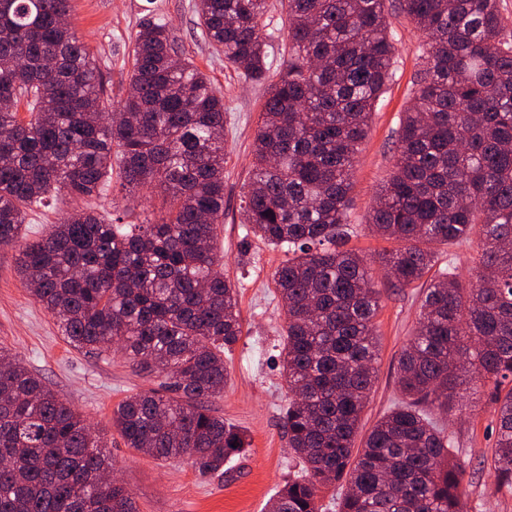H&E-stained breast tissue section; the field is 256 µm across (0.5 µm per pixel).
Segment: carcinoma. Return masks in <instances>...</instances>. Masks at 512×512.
<instances>
[{"instance_id": "obj_1", "label": "carcinoma", "mask_w": 512, "mask_h": 512, "mask_svg": "<svg viewBox=\"0 0 512 512\" xmlns=\"http://www.w3.org/2000/svg\"><path fill=\"white\" fill-rule=\"evenodd\" d=\"M72 0H0V247L75 348L118 346L161 388L112 408L124 444L157 460L188 459L202 475L247 448L241 428L208 403L224 394V354L241 333L237 291L218 270L224 223V96L180 57L163 20L141 23L117 110L97 60L68 23ZM288 60L270 78L266 0H197L209 44L266 86L243 213L282 251L274 272L286 316L288 448L303 465L269 512H473L466 469L446 429L474 380L492 384L491 466L512 488V37L499 0H398L425 38L414 104L400 119L394 171L369 221L394 243L378 254L409 288L436 246L479 230L476 277L453 266L425 286L418 330L400 353L401 398L354 440L373 390L381 308L367 261L345 248L353 170L392 78L387 0H286ZM28 116L20 115L19 106ZM118 161L119 187L145 185L163 217L109 224L77 210L48 233H23L28 210L59 193L99 196ZM84 416L0 346V512H138Z\"/></svg>"}]
</instances>
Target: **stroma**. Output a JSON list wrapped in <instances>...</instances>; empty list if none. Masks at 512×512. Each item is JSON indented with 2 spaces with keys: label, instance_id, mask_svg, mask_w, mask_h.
Segmentation results:
<instances>
[{
  "label": "stroma",
  "instance_id": "1",
  "mask_svg": "<svg viewBox=\"0 0 512 512\" xmlns=\"http://www.w3.org/2000/svg\"><path fill=\"white\" fill-rule=\"evenodd\" d=\"M195 3L73 0L71 23L97 57L112 100H120L127 87L129 39L153 15L165 20L185 57L224 95V222L217 255L225 278L238 291L242 333L224 356L229 372L224 394L212 400L210 407L246 431L247 455L233 476L218 477L199 474L183 458L160 461L126 447L112 428V408L128 395L156 387L157 378L141 375L120 352L94 356L72 347L22 282L16 271L17 255L9 248L0 249V346L16 354L102 433L112 472L132 491L139 512H265L279 487L301 471L288 448L282 417L287 402L280 357L285 315L273 273L285 255L250 233L240 210L265 88L241 78L203 38ZM388 22L395 44L393 77L357 156L348 212L352 230L348 245L370 260L391 247L372 233L367 216L378 190L393 172L399 120L412 104L424 43L399 11H390ZM84 207L107 219L117 208L123 210L125 223L138 224L158 219L161 205L143 190L119 201L106 194L85 201ZM374 277L383 297L375 319L380 345L377 381L363 412L366 430L400 397L397 361L415 332L421 294L417 288L394 287L382 270H375ZM464 401L469 412L445 422L467 467L463 496L476 512H512V489L498 488L490 467L496 415L486 402L484 387L469 385Z\"/></svg>",
  "mask_w": 512,
  "mask_h": 512
}]
</instances>
